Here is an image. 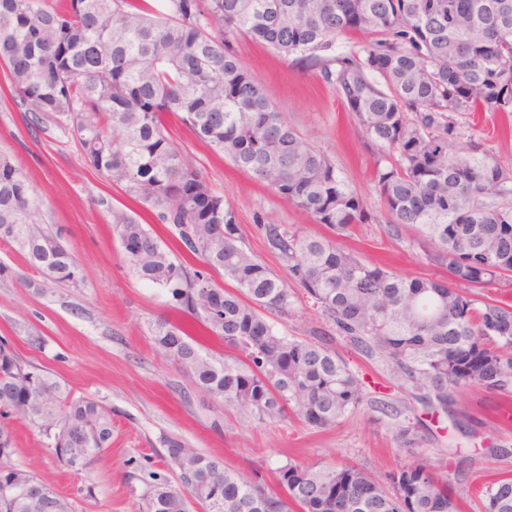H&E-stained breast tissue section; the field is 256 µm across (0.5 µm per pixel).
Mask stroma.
Wrapping results in <instances>:
<instances>
[{
    "mask_svg": "<svg viewBox=\"0 0 512 512\" xmlns=\"http://www.w3.org/2000/svg\"><path fill=\"white\" fill-rule=\"evenodd\" d=\"M241 63L273 93L279 112L306 140L320 147L362 198L365 219L346 241L360 258L411 278L447 279L430 256L432 243L413 226L392 229L374 189L380 148L348 112L320 67L284 57L239 38ZM171 138L195 160L208 186L223 196L237 218L244 247L270 270L286 268L266 240L264 227L282 224L306 235L324 236L325 226L269 187L238 170L199 143L177 119ZM477 141L503 166L512 168V126L504 114L481 113ZM0 153L24 172L44 227L57 235L85 272L84 282L58 283L31 268L11 244L0 242V338L37 368L64 381L75 395L96 399L112 410V446L85 469L65 466L38 430L14 423V466L67 500L72 512H136L150 473L169 475L163 438L222 459L225 466L256 471L273 482L286 460L336 466L352 459L382 475L420 458L436 459L459 447L440 473L464 495L462 512H483V491L503 473L512 474V395L470 387L456 395L462 429L424 411L407 392L388 381L385 363L345 341L336 350L367 385L368 401L336 427L321 430L296 417L259 419L200 390L187 371L154 344L150 322L184 323L189 334L216 359L226 351L193 321L173 314L156 289L132 272L116 233L113 210L137 213L164 241L168 231L109 178L88 166L78 144L54 125L30 129L0 73ZM40 335L42 349L28 337ZM421 420L422 439L406 446L401 426ZM500 455H490V448Z\"/></svg>",
    "mask_w": 512,
    "mask_h": 512,
    "instance_id": "stroma-1",
    "label": "stroma"
}]
</instances>
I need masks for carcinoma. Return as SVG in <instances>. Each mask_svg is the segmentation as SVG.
<instances>
[{"mask_svg": "<svg viewBox=\"0 0 512 512\" xmlns=\"http://www.w3.org/2000/svg\"><path fill=\"white\" fill-rule=\"evenodd\" d=\"M356 33L370 39L332 59L335 68L317 55ZM239 36L322 66L365 134L393 156L374 174L389 224L420 226L448 281L405 277L343 246L340 237L364 220L362 200L276 111L232 48ZM0 66L29 124L67 131L88 165L168 227L177 249L140 217L112 211L119 241L135 243L125 252L132 271L228 350L217 361L182 325L155 321V345L199 388L260 418L291 412L318 429L364 404V383L333 337H290L267 318L293 316L291 283L435 414L455 418V394L466 387L512 385V306L481 293L512 280V169L472 142L450 143L476 112L512 116V0H158L156 9L131 0H0ZM169 115L335 237L266 225L288 279L273 273L242 246L233 208L169 139ZM0 241L53 282L83 279L4 154ZM187 254L204 268H192ZM212 271L233 289L216 285ZM200 281L210 285L206 301L187 293ZM0 417V481L17 478L22 490L0 495V512H37L26 493L50 494L52 512H71L11 465L10 422L37 428L66 466L83 468L112 444V409L74 395L0 339ZM163 445L176 482L153 478L140 512H191V502L202 512H459L460 495L428 459L382 478L350 461L288 460L269 486L178 439ZM484 496V512H512V477Z\"/></svg>", "mask_w": 512, "mask_h": 512, "instance_id": "cac0c4a2", "label": "carcinoma"}]
</instances>
